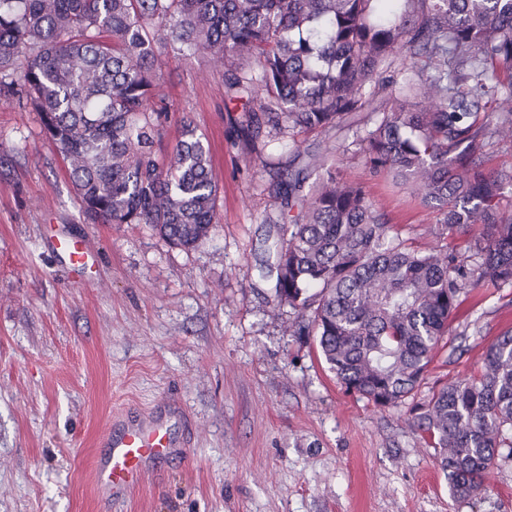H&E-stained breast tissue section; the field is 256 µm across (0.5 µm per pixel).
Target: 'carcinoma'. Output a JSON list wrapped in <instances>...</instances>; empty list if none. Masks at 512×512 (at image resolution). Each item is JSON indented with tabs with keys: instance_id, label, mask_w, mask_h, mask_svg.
<instances>
[{
	"instance_id": "obj_1",
	"label": "carcinoma",
	"mask_w": 512,
	"mask_h": 512,
	"mask_svg": "<svg viewBox=\"0 0 512 512\" xmlns=\"http://www.w3.org/2000/svg\"><path fill=\"white\" fill-rule=\"evenodd\" d=\"M171 51L219 63L225 96L243 101L240 131L266 128L297 154L298 131L332 129L385 94L351 145L436 213L433 245L400 237L362 185L330 170L304 199L306 176L288 169L270 187L283 234L264 268L345 390L407 406L452 497L477 495L502 449L512 457V332L477 372L406 400L460 296L512 286V171L483 166L489 142L512 143V0H0V91L40 113L87 218L192 249L216 223L218 187L189 119L155 149Z\"/></svg>"
}]
</instances>
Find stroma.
I'll list each match as a JSON object with an SVG mask.
<instances>
[{
	"label": "stroma",
	"mask_w": 512,
	"mask_h": 512,
	"mask_svg": "<svg viewBox=\"0 0 512 512\" xmlns=\"http://www.w3.org/2000/svg\"><path fill=\"white\" fill-rule=\"evenodd\" d=\"M160 89L172 120L204 134L219 187L217 223L191 250L139 224L91 223L37 112L0 96V512H101L90 479L101 429L120 409L143 416L164 399L191 419L193 455L112 512H512V460L455 500L404 408L346 392L311 338L289 334L296 315L260 271L263 241L281 231L266 221L272 165L364 183L422 250L434 213L384 189L361 156L333 154L352 140L343 125L303 135L295 160L259 138L263 159H251L207 59L168 55ZM52 225L90 242V279L56 266ZM507 331L512 287L462 296L417 401L476 371Z\"/></svg>",
	"instance_id": "stroma-1"
}]
</instances>
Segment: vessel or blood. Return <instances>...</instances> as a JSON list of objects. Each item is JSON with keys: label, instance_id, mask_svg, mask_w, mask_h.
Masks as SVG:
<instances>
[{"label": "vessel or blood", "instance_id": "vessel-or-blood-1", "mask_svg": "<svg viewBox=\"0 0 512 512\" xmlns=\"http://www.w3.org/2000/svg\"><path fill=\"white\" fill-rule=\"evenodd\" d=\"M48 246L68 272L85 270L92 252L89 244L64 233L52 234ZM107 449L94 463V485L106 503L119 501L150 478L157 463L190 451L177 448L169 425L162 421L128 424L120 432L104 429Z\"/></svg>", "mask_w": 512, "mask_h": 512}]
</instances>
